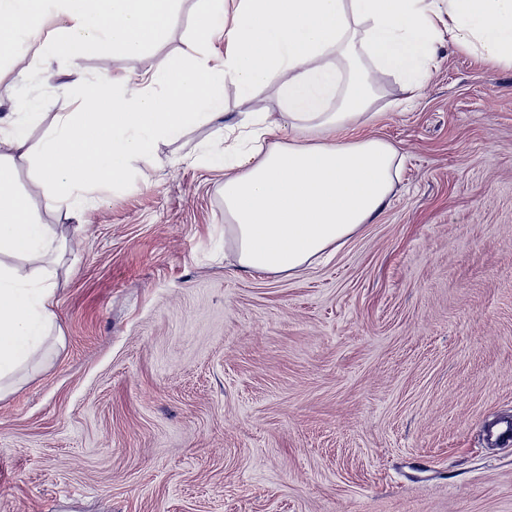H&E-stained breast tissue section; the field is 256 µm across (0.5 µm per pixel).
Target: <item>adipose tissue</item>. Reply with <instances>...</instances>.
<instances>
[{
  "mask_svg": "<svg viewBox=\"0 0 512 512\" xmlns=\"http://www.w3.org/2000/svg\"><path fill=\"white\" fill-rule=\"evenodd\" d=\"M180 0H0V50L17 60L26 81V49L40 61L77 67L89 58L127 59L165 42ZM69 20L49 39L48 16ZM224 36V60L210 64L202 48ZM200 53L141 75L137 90L102 72L76 89L67 113L31 148L38 104L0 116V255L44 268L56 233L15 189L14 158L30 160L37 186L75 215L92 193L124 181L158 142L217 116L225 83L242 96L267 83L288 120V140L264 148L278 130L269 115H245L247 149L207 154L224 173V211L239 269L296 274L335 251L372 221L394 190L396 148L379 138H347L372 119L382 78L410 90L430 76L441 40L492 65L512 68V0H194L190 30ZM51 276L27 280L0 263V400L17 374L48 362L55 325Z\"/></svg>",
  "mask_w": 512,
  "mask_h": 512,
  "instance_id": "adipose-tissue-1",
  "label": "adipose tissue"
}]
</instances>
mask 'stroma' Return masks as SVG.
I'll list each match as a JSON object with an SVG mask.
<instances>
[{"mask_svg": "<svg viewBox=\"0 0 512 512\" xmlns=\"http://www.w3.org/2000/svg\"><path fill=\"white\" fill-rule=\"evenodd\" d=\"M194 0L133 59L55 61L20 98L32 145L75 86L189 53ZM350 130L395 146V192L300 274L241 271L224 175L273 86L159 143L81 216L15 162L58 249L50 361L0 400V512H512V69L437 46L422 88L392 77Z\"/></svg>", "mask_w": 512, "mask_h": 512, "instance_id": "35a3bbf8", "label": "stroma"}]
</instances>
